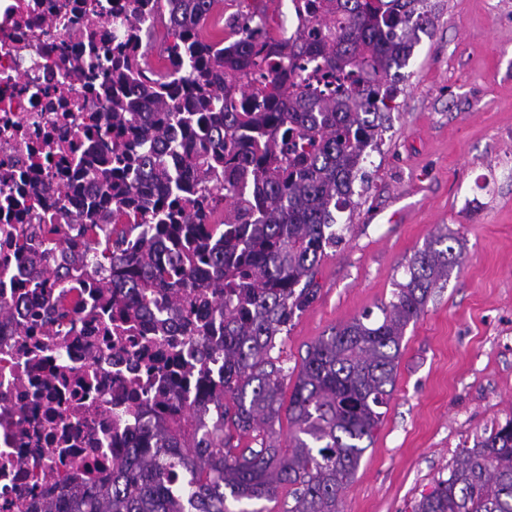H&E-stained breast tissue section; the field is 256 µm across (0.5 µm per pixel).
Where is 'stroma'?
Listing matches in <instances>:
<instances>
[{"label": "stroma", "mask_w": 512, "mask_h": 512, "mask_svg": "<svg viewBox=\"0 0 512 512\" xmlns=\"http://www.w3.org/2000/svg\"><path fill=\"white\" fill-rule=\"evenodd\" d=\"M397 107L336 215L319 294L276 339L290 397L310 344L389 302L439 229L464 261L405 330L393 393L342 512H412L462 449L512 419V0H427Z\"/></svg>", "instance_id": "35a3bbf8"}]
</instances>
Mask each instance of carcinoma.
Listing matches in <instances>:
<instances>
[{
  "mask_svg": "<svg viewBox=\"0 0 512 512\" xmlns=\"http://www.w3.org/2000/svg\"><path fill=\"white\" fill-rule=\"evenodd\" d=\"M160 2L128 0L124 37L109 49L112 98L82 160L92 195L62 214L80 226L83 252L47 264V250L64 245L60 224L21 225L17 249L37 274L33 287L60 278L79 288L90 274L105 305L150 320L156 336L189 337L193 363L181 380L204 405L182 407L188 434L163 417L145 422L110 480L73 494L81 512H264L246 505L290 485L288 512H340L339 491L391 396L405 328L462 263L448 234L409 260L380 317L363 314L309 346L288 401L287 449L269 431L238 450L224 424L258 432L280 417L271 351L317 298L316 270L339 238L336 211L389 120L391 70L431 22L426 0H291L316 31L310 40L272 34L264 13L206 38L223 0H166L171 70L157 74L140 23ZM67 67L93 80L83 61ZM30 189L39 204L67 194ZM43 313L50 325L70 307L60 297ZM413 512H512V420L463 449Z\"/></svg>",
  "mask_w": 512,
  "mask_h": 512,
  "instance_id": "carcinoma-1",
  "label": "carcinoma"
}]
</instances>
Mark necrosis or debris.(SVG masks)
I'll return each mask as SVG.
<instances>
[{
  "mask_svg": "<svg viewBox=\"0 0 512 512\" xmlns=\"http://www.w3.org/2000/svg\"><path fill=\"white\" fill-rule=\"evenodd\" d=\"M120 0H0V512H43L45 501L92 492L110 479L112 461L128 434L154 419L151 409L130 415L132 390L170 388L164 366L179 349L176 336L140 328L110 334L101 289L34 287L16 250L23 224H45L78 206L73 191L38 204L36 180L69 183L106 105L104 79L72 81L61 55L95 67L123 28L114 25ZM82 19L95 43L69 32ZM66 295L80 308L55 328L41 312L48 296ZM173 389V388H170ZM191 397L189 385L173 389Z\"/></svg>",
  "mask_w": 512,
  "mask_h": 512,
  "instance_id": "necrosis-or-debris-1",
  "label": "necrosis or debris"
}]
</instances>
